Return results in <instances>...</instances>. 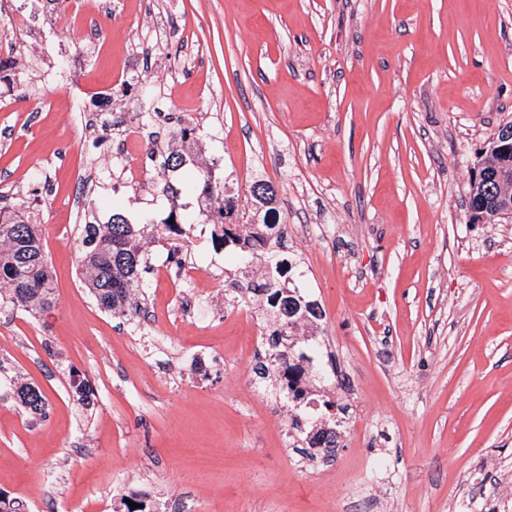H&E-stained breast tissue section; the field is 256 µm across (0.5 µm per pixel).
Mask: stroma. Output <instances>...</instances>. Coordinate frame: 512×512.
Instances as JSON below:
<instances>
[{
  "mask_svg": "<svg viewBox=\"0 0 512 512\" xmlns=\"http://www.w3.org/2000/svg\"><path fill=\"white\" fill-rule=\"evenodd\" d=\"M61 43L68 0H0V45L20 65L21 107L0 109V196L42 226L56 307L0 308V490L28 512H119L144 491L157 512H488L512 492V219L469 221L471 167L512 122V0H159L171 36L144 70L141 0ZM23 8L32 35L15 29ZM179 72L176 83L165 77ZM144 132L200 139L154 189L102 166L114 133H89L99 99ZM216 179L250 208L252 171L277 188L288 258L322 313V376L338 447L312 465L290 447L269 379L247 376L246 344L270 331L210 237L187 262L207 287L170 293L152 244L139 295L152 321L103 312L81 274L77 225L197 215L187 175ZM254 312L220 319L224 294ZM79 374L94 405L70 385ZM40 388L44 415L9 383Z\"/></svg>",
  "mask_w": 512,
  "mask_h": 512,
  "instance_id": "stroma-1",
  "label": "stroma"
}]
</instances>
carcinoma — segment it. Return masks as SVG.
<instances>
[{
  "mask_svg": "<svg viewBox=\"0 0 512 512\" xmlns=\"http://www.w3.org/2000/svg\"><path fill=\"white\" fill-rule=\"evenodd\" d=\"M195 131L196 127L189 124L181 128L179 140L172 142L169 151L162 156L157 175L163 176L166 171L182 165L185 153L191 148L187 135ZM476 166L511 173L512 150L501 152L494 148L491 140ZM191 179L201 186L198 215L207 223L221 227L223 244L234 245L233 261L250 272L246 265L248 239L228 231L226 225L249 224L251 220L237 209L227 185L212 180L209 172L197 170ZM248 192L252 201L262 208L276 199L274 186L259 173L250 179ZM503 194L512 197V184L500 187L493 181L471 183V195L477 198L492 201ZM158 233L156 224H130L120 211L112 212L107 224L89 221L81 225L80 264L84 280L101 310L122 317L140 311L137 289L149 264L147 246L159 240ZM281 265L276 258H270L269 265L253 281L254 287L266 294L265 320L273 326L280 325L277 301ZM0 298L41 317L49 314L56 304L53 272L45 256L41 225L20 214L15 206L6 204L0 206ZM14 394L30 412H44L46 400L41 390L21 382L15 384Z\"/></svg>",
  "mask_w": 512,
  "mask_h": 512,
  "instance_id": "1",
  "label": "carcinoma"
}]
</instances>
